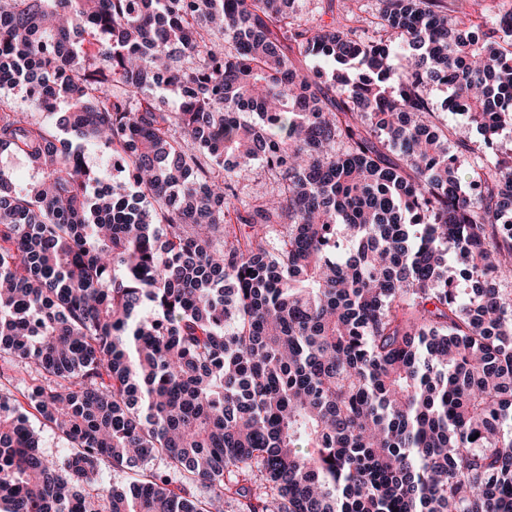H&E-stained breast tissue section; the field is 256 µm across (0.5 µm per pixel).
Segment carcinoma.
Masks as SVG:
<instances>
[{
    "instance_id": "cac0c4a2",
    "label": "carcinoma",
    "mask_w": 512,
    "mask_h": 512,
    "mask_svg": "<svg viewBox=\"0 0 512 512\" xmlns=\"http://www.w3.org/2000/svg\"><path fill=\"white\" fill-rule=\"evenodd\" d=\"M308 2L0 0V512H512V11ZM30 421L36 428V431L39 433L42 445L41 449L45 453L52 455H63L65 451L64 448H69V445L64 439H62L49 427H44L42 424H40L35 417L30 415Z\"/></svg>"
}]
</instances>
